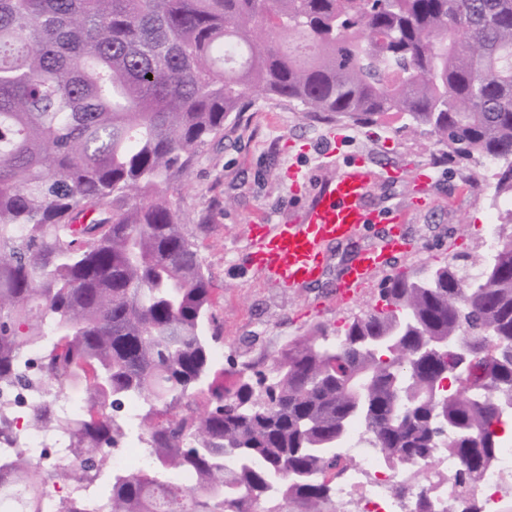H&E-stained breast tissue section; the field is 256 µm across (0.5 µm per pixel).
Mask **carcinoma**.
I'll list each match as a JSON object with an SVG mask.
<instances>
[{
    "instance_id": "carcinoma-1",
    "label": "carcinoma",
    "mask_w": 512,
    "mask_h": 512,
    "mask_svg": "<svg viewBox=\"0 0 512 512\" xmlns=\"http://www.w3.org/2000/svg\"><path fill=\"white\" fill-rule=\"evenodd\" d=\"M254 95L363 125L401 112L448 157L495 164L511 208L492 255L475 274L458 257L399 272L340 336L292 340L244 378L219 365L203 261L164 191ZM507 226L512 0H0V487L68 484L56 512H81L83 491L93 512H336L344 431L381 426L415 480L438 422L455 484L475 483L512 411ZM427 336L468 337L491 379ZM133 396L142 410L118 421ZM30 432L68 467L33 455ZM130 438L143 465L113 475Z\"/></svg>"
}]
</instances>
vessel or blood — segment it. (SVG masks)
<instances>
[{
  "label": "vessel or blood",
  "instance_id": "1",
  "mask_svg": "<svg viewBox=\"0 0 512 512\" xmlns=\"http://www.w3.org/2000/svg\"><path fill=\"white\" fill-rule=\"evenodd\" d=\"M376 175L360 161H353L326 182L304 210L276 224L255 227L253 267L275 287L288 290L319 280L325 273L328 243L353 237L373 221L367 206ZM382 252H359L338 285L340 301L352 300L365 288L382 264Z\"/></svg>",
  "mask_w": 512,
  "mask_h": 512
}]
</instances>
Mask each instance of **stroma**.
<instances>
[{
  "mask_svg": "<svg viewBox=\"0 0 512 512\" xmlns=\"http://www.w3.org/2000/svg\"><path fill=\"white\" fill-rule=\"evenodd\" d=\"M373 170L392 168L393 179L376 180L369 204L379 214L399 210L397 224L367 225L358 235L327 246L321 281L287 291L271 286L251 263L253 226L278 223L300 212L321 185L352 159ZM305 177L292 184L291 169ZM428 181H420V173ZM483 161L460 164L426 130L391 112L376 124L334 122L297 106L252 97L246 111L208 141L188 177L170 182L166 196L187 237L196 244L212 288L211 313L219 339L214 351L225 367H268L290 339L322 328L340 333L366 312L384 281L401 271H419L455 255L476 263L485 254L487 230L499 213L484 192ZM399 234L405 247L390 251L359 298L336 301V286L360 250Z\"/></svg>",
  "mask_w": 512,
  "mask_h": 512,
  "instance_id": "35a3bbf8",
  "label": "stroma"
}]
</instances>
